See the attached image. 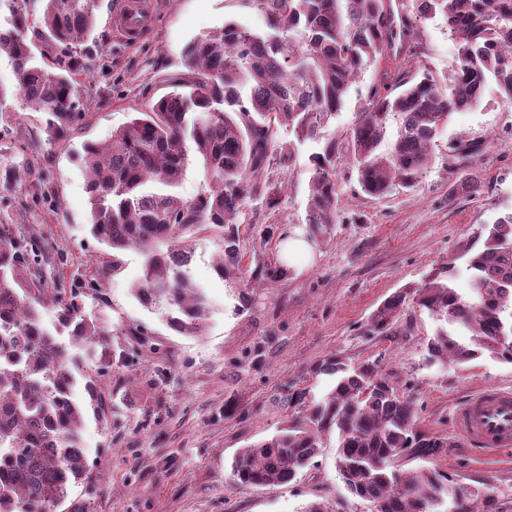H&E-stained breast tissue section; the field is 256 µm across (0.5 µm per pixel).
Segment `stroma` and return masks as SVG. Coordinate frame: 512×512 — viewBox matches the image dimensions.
Returning a JSON list of instances; mask_svg holds the SVG:
<instances>
[{"mask_svg":"<svg viewBox=\"0 0 512 512\" xmlns=\"http://www.w3.org/2000/svg\"><path fill=\"white\" fill-rule=\"evenodd\" d=\"M120 0H99L88 42L90 69L80 76V109L87 117L69 141L47 143L43 113L13 94V68L0 57V224L18 225L37 246L48 292L76 280H98L83 299L87 316H103L119 360L97 383L112 412L87 418L83 430L93 494L71 486L59 512H302L318 501L329 512H374L352 496L336 465L337 439L324 438L318 455L287 484L243 490L229 478L240 448L271 438L303 415L307 400L324 397L333 383L316 367L336 353L349 364L375 360L418 411L421 435L450 438L445 448H418L393 462L407 473L428 467L476 492L492 494L512 512V459L487 462L452 439V414L485 385L512 389V364L490 356L445 366L427 364L424 348L439 327L427 312L406 306L398 335L366 333L372 311L394 292L421 284L429 271L454 263L453 287L470 296L461 247L478 228L512 212V106L488 82L478 107L454 114L431 149L416 187L383 198L361 194L348 160L336 167L343 207L330 243H310L306 258L286 263V276L266 279L284 263L285 239L305 236L312 180L313 141L293 144L289 165H271V197L254 198L235 226L239 269L217 278L218 236L204 234L191 265L194 283L210 301L202 335L182 336L164 309L143 307L131 293L142 273L133 249L113 257L89 232L86 174L76 158L86 141L108 139L113 129L169 92L182 70L185 45L226 20L260 30L264 22L242 0H153L148 35L139 43L114 36L110 16ZM423 60L442 75L457 64L456 41L438 20L419 31ZM479 151L459 168V140ZM482 188L462 189V173ZM120 270H113V260Z\"/></svg>","mask_w":512,"mask_h":512,"instance_id":"stroma-1","label":"stroma"}]
</instances>
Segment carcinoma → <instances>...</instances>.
I'll list each match as a JSON object with an SVG mask.
<instances>
[{"label": "carcinoma", "instance_id": "1", "mask_svg": "<svg viewBox=\"0 0 512 512\" xmlns=\"http://www.w3.org/2000/svg\"><path fill=\"white\" fill-rule=\"evenodd\" d=\"M0 0L9 12L0 27V55L14 68L15 93L45 114L47 141L60 142L86 113L77 111L79 58L96 25V0ZM264 21L256 32L234 20L191 40L184 71L168 78L172 91L138 112L101 143L78 155L89 180L90 231L119 253L144 258L134 295L164 307L167 324L199 336L208 300L190 276L192 238L220 232L219 277L239 268L234 224L247 200L264 196L260 179L291 151L277 145L286 127L299 142L321 130L345 105L368 65L390 59L396 45L415 54L417 23L442 17L457 46L449 77L415 67L383 70L346 133L326 139L311 157L306 236L332 241L341 209L333 179L337 163L352 161L362 192L373 198L422 178L430 150L455 112L474 109L495 81L512 105V0H408L407 15L392 20L391 0H242ZM56 52L55 70L36 57L34 41ZM399 119L389 149L386 124ZM203 161L206 188L186 199L175 188L189 153ZM463 247L476 294L452 287L455 266L436 270L412 291L416 308L441 322L426 345L430 364L466 363L484 354L512 363V213L481 227ZM32 246L0 224V512H57L71 484H87L82 443L87 412L108 407L94 376L112 361L110 332L79 305L86 287L67 296L38 288ZM406 293L398 291L372 312V336H395ZM84 351L80 363L68 346ZM320 371L336 377L330 391L274 437L241 449L233 483L256 489L289 483L317 456L324 437L337 435V468L347 489L375 512H502L491 494L474 492L431 468L390 469L414 448H446L448 439L416 431L413 401L397 391L375 361L352 368L329 356Z\"/></svg>", "mask_w": 512, "mask_h": 512}]
</instances>
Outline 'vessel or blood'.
Segmentation results:
<instances>
[{
  "label": "vessel or blood",
  "instance_id": "obj_1",
  "mask_svg": "<svg viewBox=\"0 0 512 512\" xmlns=\"http://www.w3.org/2000/svg\"><path fill=\"white\" fill-rule=\"evenodd\" d=\"M147 12L144 0H124L115 24L125 42H138L144 35ZM452 429L480 458L512 457V392L500 387L478 390L455 410Z\"/></svg>",
  "mask_w": 512,
  "mask_h": 512
}]
</instances>
